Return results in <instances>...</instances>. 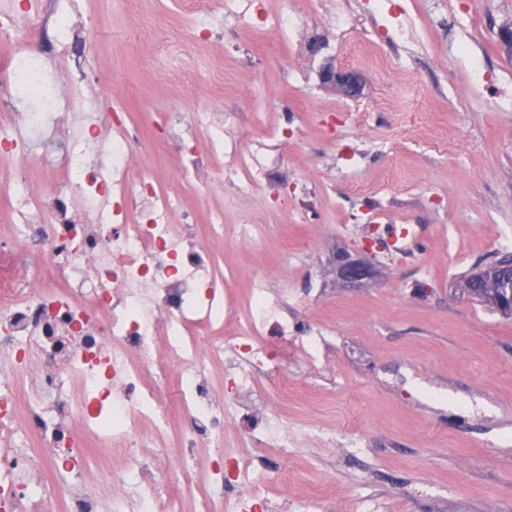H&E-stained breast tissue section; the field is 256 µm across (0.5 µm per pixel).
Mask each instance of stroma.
<instances>
[{
  "mask_svg": "<svg viewBox=\"0 0 512 512\" xmlns=\"http://www.w3.org/2000/svg\"><path fill=\"white\" fill-rule=\"evenodd\" d=\"M333 3L302 0L307 22L288 38L256 20L219 26L189 63L201 81L188 99L174 78L183 57L129 34L137 24L182 26L179 0L153 13L141 0H88L94 92L137 121L145 171L199 226L218 209L228 224L244 214L268 224L256 246L208 243L240 302L257 269L284 263L295 318L332 332L322 361L291 354L262 379L271 420L295 446L252 443L256 463L288 470L309 512H343L349 501L358 512H512V315L461 288L512 233V107L497 104L512 94V0L476 11L464 0H358L343 28L324 21ZM412 15L421 19L415 40L387 44L390 60L379 62L374 39L397 35ZM458 39L484 59L491 84L449 58ZM329 61L357 73L356 95L321 84ZM218 67L220 87L208 79ZM203 110L217 125L236 112L258 135L297 117L246 206L223 171L187 182L160 163L171 146L153 132L155 113ZM275 189L301 197L299 213L276 209ZM402 229L407 259L388 243ZM373 235L382 241L370 255L374 278L345 283L337 254L360 253Z\"/></svg>",
  "mask_w": 512,
  "mask_h": 512,
  "instance_id": "35a3bbf8",
  "label": "stroma"
}]
</instances>
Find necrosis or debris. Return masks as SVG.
<instances>
[{
	"mask_svg": "<svg viewBox=\"0 0 512 512\" xmlns=\"http://www.w3.org/2000/svg\"><path fill=\"white\" fill-rule=\"evenodd\" d=\"M258 0H183L185 30L156 32L160 49L199 45L212 16L241 23ZM87 18L81 0H0V162L13 170L0 183L12 234L0 239V512H178L174 488L189 473L147 480L140 451L178 424L187 459H205L216 482L235 489L222 510L202 499L197 512H287L294 496L270 498L283 472L258 475L246 449L228 453L224 439L271 437L272 407L260 374L282 365L281 349L316 361L321 330L291 318L272 297L274 282L258 269L247 306L231 278L217 277L201 245L194 214L133 157L142 132L119 103L89 99L94 79L84 59ZM63 79L66 94H47ZM195 128L163 113L161 133L179 140L166 161L181 178L201 163L224 167L239 196L260 184L274 159L265 139L245 135L233 114L214 131V149L200 158L188 145ZM37 160L50 194L27 190ZM178 368L173 394L148 383L150 367ZM223 365L226 384L209 373ZM39 439L44 451L31 453ZM117 474L127 499L81 492L86 461Z\"/></svg>",
	"mask_w": 512,
	"mask_h": 512,
	"instance_id": "1",
	"label": "necrosis or debris"
}]
</instances>
